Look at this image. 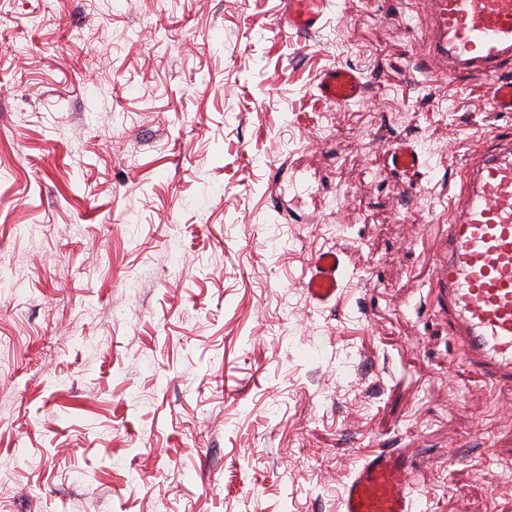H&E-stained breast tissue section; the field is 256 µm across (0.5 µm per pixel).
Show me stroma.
<instances>
[{"label": "stroma", "instance_id": "obj_1", "mask_svg": "<svg viewBox=\"0 0 512 512\" xmlns=\"http://www.w3.org/2000/svg\"><path fill=\"white\" fill-rule=\"evenodd\" d=\"M284 8L0 0V512H339L375 448L418 512H512V391L426 298L457 171L512 113L428 78L411 0H332L307 38ZM334 67L360 100L319 99ZM392 163L401 169H419L424 165L422 155L409 144H400L392 149ZM343 264L336 250L320 252L310 262L304 289L309 301L317 305L338 303L343 279Z\"/></svg>", "mask_w": 512, "mask_h": 512}]
</instances>
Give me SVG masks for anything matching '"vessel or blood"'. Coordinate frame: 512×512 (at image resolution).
Segmentation results:
<instances>
[{
	"label": "vessel or blood",
	"instance_id": "1",
	"mask_svg": "<svg viewBox=\"0 0 512 512\" xmlns=\"http://www.w3.org/2000/svg\"><path fill=\"white\" fill-rule=\"evenodd\" d=\"M282 22L299 35L319 29L329 0H285ZM425 30L419 47L440 79L470 74L492 78L494 107L512 112V0H415ZM322 100L342 107L362 94L359 75L326 70ZM401 169L424 164L411 145L392 149ZM446 234L448 250L433 269L431 295L445 306L448 334L474 380L512 390V144L499 143L457 174ZM343 264L338 251L310 262L304 287L310 302L338 301ZM415 474L396 450L363 455L343 487L340 512H416Z\"/></svg>",
	"mask_w": 512,
	"mask_h": 512
}]
</instances>
